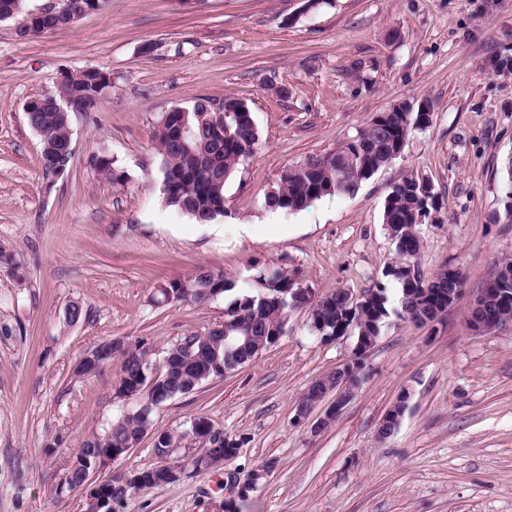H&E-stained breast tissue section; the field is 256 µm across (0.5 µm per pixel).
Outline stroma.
Masks as SVG:
<instances>
[{"label":"stroma","mask_w":512,"mask_h":512,"mask_svg":"<svg viewBox=\"0 0 512 512\" xmlns=\"http://www.w3.org/2000/svg\"><path fill=\"white\" fill-rule=\"evenodd\" d=\"M0 21V512H85L65 489L71 452L127 410L115 401L122 360L74 373L94 348L145 343L153 362L178 338L222 324L227 297L155 308L160 284L205 268L256 289L279 265L321 297L383 286L394 311L375 346L312 335L291 308L280 340L237 370L154 408L152 432L107 468L156 463L157 433L208 417L239 443L230 461L186 469L179 481L129 501L126 512H512V324L486 335L467 308L499 262L512 259V224L493 223L512 156V0H109L65 31L23 38L29 12ZM112 74L96 111L71 115L74 157L46 187L40 138L24 105L53 93L61 72ZM232 95L245 101L261 144L224 187V223L242 236L166 207L151 134L171 108ZM430 104L429 126L353 195L300 211L272 210L281 173L353 139L395 104ZM106 150L128 176L115 183L89 156ZM436 201L419 232L424 277L459 271L463 297L423 326L396 315L397 259L383 224L402 175ZM77 304L78 323L65 321ZM360 385L328 428L299 419L318 378L349 362ZM408 394L399 427L378 436ZM263 476L245 497L227 486Z\"/></svg>","instance_id":"1"}]
</instances>
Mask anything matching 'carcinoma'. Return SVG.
I'll return each instance as SVG.
<instances>
[{
    "instance_id": "carcinoma-1",
    "label": "carcinoma",
    "mask_w": 512,
    "mask_h": 512,
    "mask_svg": "<svg viewBox=\"0 0 512 512\" xmlns=\"http://www.w3.org/2000/svg\"><path fill=\"white\" fill-rule=\"evenodd\" d=\"M70 19L62 17L54 23L25 24L19 36H39L49 31L69 27ZM112 74L100 69L90 72L84 68L66 75L57 84L55 93L44 98L43 105L27 115V121L40 137L42 149L40 168L43 180L53 175L59 161L58 146L67 140L71 121L70 103L82 112H91L110 87ZM225 121L212 122V100L202 98L190 107L176 106L169 117L160 119L154 127L152 140L160 158L159 172L162 195L166 206L186 214L199 222H211L224 216V185L226 181L253 156L259 146L260 131L251 110L241 99L226 96ZM432 113L408 109L404 112H381L374 115L357 135L339 149L320 158L289 167L283 171L276 187L266 196L265 206L271 209L298 211L313 201L334 194L351 195L362 181L370 178L389 161L392 153L404 149L412 130L428 126ZM185 122L192 128L189 145H182L176 127ZM90 166L101 176L116 183L126 180V174L109 155L94 153ZM422 181L413 174L403 176L388 192L383 210V224L393 241L402 263L412 266L413 279L402 281L394 268L385 276L401 285L399 301L401 313L408 318L426 323L441 297L461 281L448 279V271L439 272L434 279L422 277L412 264L421 248L418 227L429 215L434 204L432 192L421 191ZM298 274L286 267L260 269L256 275L259 289L239 291L224 311V321L233 329L251 338L246 347L224 348L220 325L205 334L182 336L165 351L161 369L146 360L148 348L124 347L112 344V354L123 357L122 375L116 387L117 396L138 401L145 389L167 394L169 398L188 394L214 378L250 362L267 349L264 342L270 336H283L285 310L306 306L309 309L311 329L318 335L342 336L349 332L357 336L379 337L388 318L385 289L378 287L367 293L370 301L357 299L349 291L339 289L317 300L299 292ZM235 288V284L221 274L199 270L183 279L160 285L151 297L152 305L161 307L173 301H191L204 304ZM142 404L135 405L123 418L113 423L102 435H93L71 454L64 482L69 490L82 486L85 476L84 461L94 458L101 448H117L125 455L140 442L152 419L141 416ZM203 429L193 444L210 453L219 448L224 457L232 459L238 451V442L224 441V430L208 418H196ZM187 434L183 431H165L155 447L160 453L173 443L183 445ZM184 466L174 462L165 466L168 474L156 465L144 467L125 482L124 475L109 477V495L113 499L129 501L136 496L178 481Z\"/></svg>"
}]
</instances>
